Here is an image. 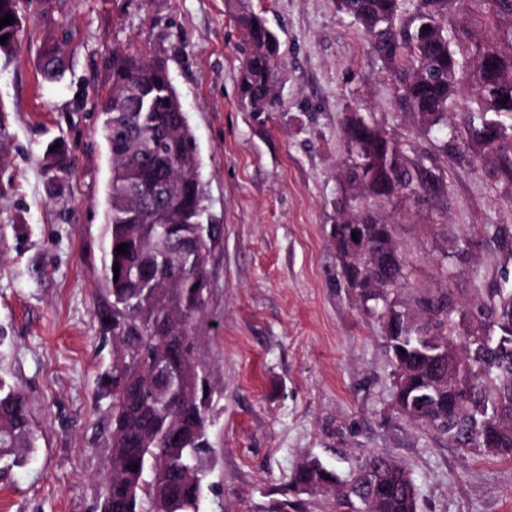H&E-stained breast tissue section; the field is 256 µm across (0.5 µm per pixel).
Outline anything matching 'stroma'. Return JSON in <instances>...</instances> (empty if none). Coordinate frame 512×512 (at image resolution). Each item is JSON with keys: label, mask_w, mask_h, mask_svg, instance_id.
I'll return each instance as SVG.
<instances>
[{"label": "stroma", "mask_w": 512, "mask_h": 512, "mask_svg": "<svg viewBox=\"0 0 512 512\" xmlns=\"http://www.w3.org/2000/svg\"><path fill=\"white\" fill-rule=\"evenodd\" d=\"M286 43L283 110L239 111L240 33L224 0H45L24 17L17 55L0 59V379L32 397L36 441L0 479V512H97L110 453L112 362L97 312L111 298L102 261L111 162L100 105L112 52L165 60L192 128L208 217L223 233L209 261L197 363L217 394L199 512H333L330 495L292 483L318 457L347 478L370 456L406 464L419 512H512V460L418 428L392 408L393 372L377 319L339 276L338 213L346 107L407 132L392 86L336 0H251ZM67 32L54 81L40 51ZM62 139L72 178L50 197L37 161ZM442 212L396 202L410 262L407 294L435 287L441 262L471 303L506 264L486 229L512 225V181L488 165L449 163Z\"/></svg>", "instance_id": "35a3bbf8"}]
</instances>
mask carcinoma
<instances>
[{
    "label": "carcinoma",
    "mask_w": 512,
    "mask_h": 512,
    "mask_svg": "<svg viewBox=\"0 0 512 512\" xmlns=\"http://www.w3.org/2000/svg\"><path fill=\"white\" fill-rule=\"evenodd\" d=\"M225 3L243 38L237 108L266 120L281 101L280 40L249 0ZM34 4L0 0V18H14L0 29L7 36L0 57L16 52L24 7ZM336 8L383 63L394 104L413 118L416 136H446L438 154L411 155L371 113L355 107L343 114L341 217L330 229L341 277L383 329L399 328L401 347L388 342L386 348L404 366L406 381L441 387L443 398L416 415L400 402L393 409L463 449L512 459V282L505 276L489 290L474 324L462 332L467 312L448 288L447 264L440 263L436 288L403 300L409 262L395 225L379 216L402 197L417 205L448 198V169L439 154L492 163L512 180V123L504 121L512 120V0H417L412 13L404 0H336ZM65 41L63 30L41 54L48 78L63 70ZM464 83L474 89V107L454 122L449 114ZM179 100L164 61L113 51L112 89L101 107L111 160L104 268L112 301L99 318L112 335V367L99 390L110 401L112 432L100 512H199L205 466L215 452L209 440L214 387L195 354L219 226L204 221L201 163ZM41 167L54 188L71 177L62 146L45 149ZM354 234L361 248L344 251ZM120 244L127 253L115 251ZM428 324L448 345L435 363L415 356ZM490 436L494 448L485 445ZM34 441L30 396L0 380V473L16 466L19 449ZM293 484L332 495L336 512H418L409 469L383 455L344 483L308 457Z\"/></svg>",
    "instance_id": "1"
}]
</instances>
